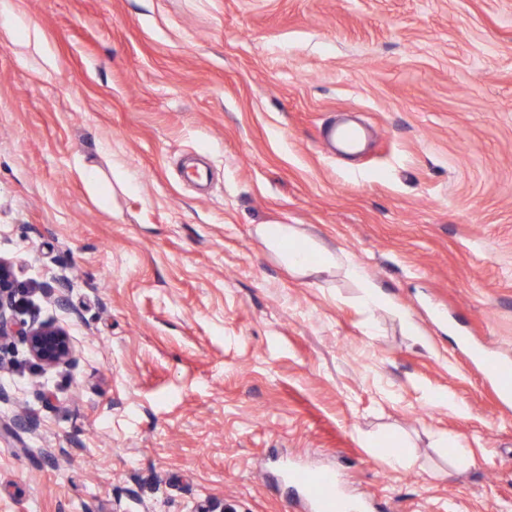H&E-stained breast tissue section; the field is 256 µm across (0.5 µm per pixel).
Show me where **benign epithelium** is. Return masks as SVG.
Returning <instances> with one entry per match:
<instances>
[{
	"instance_id": "1",
	"label": "benign epithelium",
	"mask_w": 512,
	"mask_h": 512,
	"mask_svg": "<svg viewBox=\"0 0 512 512\" xmlns=\"http://www.w3.org/2000/svg\"><path fill=\"white\" fill-rule=\"evenodd\" d=\"M67 279L56 278L41 283L32 291H40L58 304L65 302ZM20 290L12 264L0 259V341L19 336L25 343L29 356L43 368L71 367L77 363L71 338L66 329L53 320L35 316L28 320L18 318L21 306Z\"/></svg>"
}]
</instances>
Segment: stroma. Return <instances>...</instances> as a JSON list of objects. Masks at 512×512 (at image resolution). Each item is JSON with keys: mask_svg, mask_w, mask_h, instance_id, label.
Listing matches in <instances>:
<instances>
[{"mask_svg": "<svg viewBox=\"0 0 512 512\" xmlns=\"http://www.w3.org/2000/svg\"><path fill=\"white\" fill-rule=\"evenodd\" d=\"M13 2L39 37L0 18V258L67 277L24 312L78 362L0 343V512H299L287 465L376 512H512V407L468 360H512V0ZM345 115L354 157L323 148ZM261 237L268 247L282 253L288 261V265L305 269L308 267H317L329 271L334 267H345L348 276L358 281L361 285L360 301L363 307L368 311L375 309H389L395 313L413 336L421 337L422 332L412 320L409 313L402 310L400 306L394 304L382 291L377 288L365 275L362 267L349 257L344 251L329 250L320 245H302L297 248L284 249L286 243L297 240L298 231L292 224H273L263 226L260 230ZM314 252L321 254V261L317 264L310 262V255Z\"/></svg>", "mask_w": 512, "mask_h": 512, "instance_id": "1", "label": "stroma"}]
</instances>
